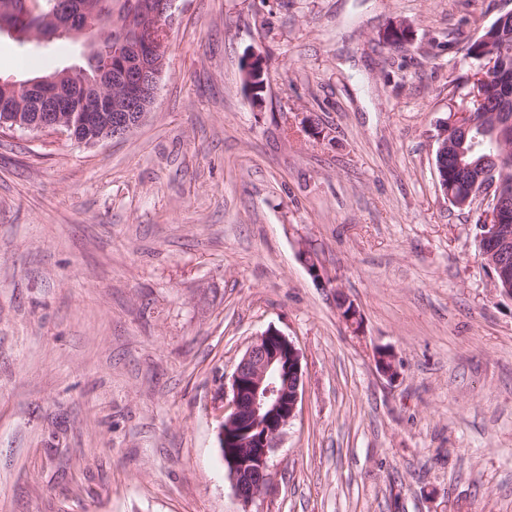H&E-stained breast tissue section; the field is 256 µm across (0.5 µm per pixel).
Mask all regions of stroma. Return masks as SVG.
Segmentation results:
<instances>
[{
    "label": "stroma",
    "mask_w": 512,
    "mask_h": 512,
    "mask_svg": "<svg viewBox=\"0 0 512 512\" xmlns=\"http://www.w3.org/2000/svg\"><path fill=\"white\" fill-rule=\"evenodd\" d=\"M503 6L175 0L134 131L0 129V512H241L213 405L270 327L302 352L303 402L250 512H512V299L434 165ZM83 51L2 35L0 75ZM269 71L268 60L259 54L250 57L244 67V79L248 82L252 96L264 90ZM377 371L389 381L398 375V363L395 353L387 347L378 348L374 354Z\"/></svg>",
    "instance_id": "stroma-1"
}]
</instances>
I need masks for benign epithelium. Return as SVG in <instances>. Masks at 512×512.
I'll return each mask as SVG.
<instances>
[{
	"instance_id": "benign-epithelium-1",
	"label": "benign epithelium",
	"mask_w": 512,
	"mask_h": 512,
	"mask_svg": "<svg viewBox=\"0 0 512 512\" xmlns=\"http://www.w3.org/2000/svg\"><path fill=\"white\" fill-rule=\"evenodd\" d=\"M173 0H139L138 17L122 21L129 31L125 51L112 59V67L99 77V97L87 111L63 115V104L50 99L48 88L59 84L61 77H49L13 85L21 106L37 110L35 120H24L17 114L13 125L34 133L47 130L74 136L77 123L93 126L98 134L90 144L125 136L134 129L151 110L159 80L164 70L168 51L167 23L172 18ZM481 60L485 65L476 72L473 87L462 105H454L447 124L473 128L472 113L467 102L478 98L480 84L494 78L488 60L497 52L495 37L485 38ZM268 60L256 54L244 67V79L251 93L266 86ZM437 151L455 153L456 167L463 172L474 171L468 161L475 146L466 142L456 145L448 142V133L435 137ZM473 188L476 197L488 204L484 217L495 234L487 242L484 264L494 267L505 282L512 281V191L502 182L485 173L475 175ZM302 263L317 285L328 288L331 282L324 275L317 260L305 253ZM336 308L342 320L359 331L361 317L357 306L341 292H336ZM377 371L392 381L398 375L395 353L382 347L375 351ZM217 420L220 448L227 476L236 498L243 506L242 512L260 498L270 480L269 462L278 448L285 429L296 418L303 400L302 354L296 345L281 331L270 327L251 342L237 363L231 376L230 387L220 386Z\"/></svg>"
}]
</instances>
